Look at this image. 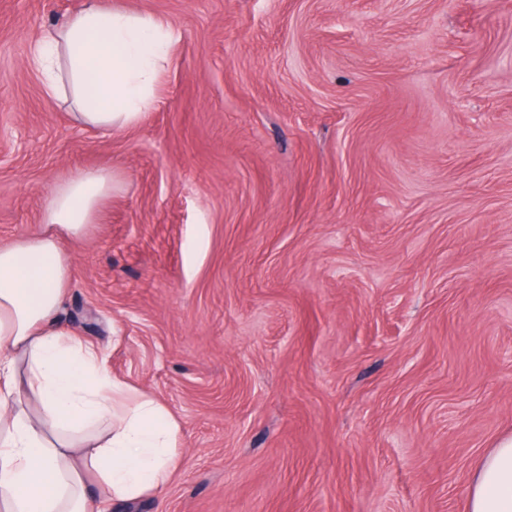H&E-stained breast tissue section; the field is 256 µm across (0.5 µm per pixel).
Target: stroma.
Listing matches in <instances>:
<instances>
[{"label":"stroma","mask_w":512,"mask_h":512,"mask_svg":"<svg viewBox=\"0 0 512 512\" xmlns=\"http://www.w3.org/2000/svg\"><path fill=\"white\" fill-rule=\"evenodd\" d=\"M81 0H0V243L118 188L62 322L179 422L106 512H467L512 434V0H102L180 32L130 131L26 56Z\"/></svg>","instance_id":"obj_1"}]
</instances>
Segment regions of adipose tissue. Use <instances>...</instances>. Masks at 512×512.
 <instances>
[{
    "label": "adipose tissue",
    "mask_w": 512,
    "mask_h": 512,
    "mask_svg": "<svg viewBox=\"0 0 512 512\" xmlns=\"http://www.w3.org/2000/svg\"><path fill=\"white\" fill-rule=\"evenodd\" d=\"M178 38L163 19L82 0L27 64L49 94L71 91L76 122L122 131L153 109ZM117 184L99 170L53 185L38 231L0 244V512H101L104 498L158 493L176 467L168 408L111 377L100 349L60 322L72 266L61 240L82 238ZM467 509L512 512V436L481 456Z\"/></svg>",
    "instance_id": "1"
}]
</instances>
